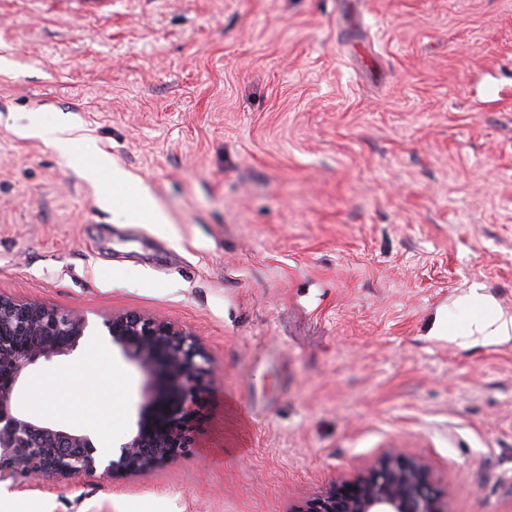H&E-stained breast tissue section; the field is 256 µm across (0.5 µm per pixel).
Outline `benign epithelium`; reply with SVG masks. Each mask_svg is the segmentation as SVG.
Here are the masks:
<instances>
[{
  "label": "benign epithelium",
  "mask_w": 512,
  "mask_h": 512,
  "mask_svg": "<svg viewBox=\"0 0 512 512\" xmlns=\"http://www.w3.org/2000/svg\"><path fill=\"white\" fill-rule=\"evenodd\" d=\"M112 344L146 377L136 429L101 448L96 438L41 420L16 404V389L39 360L73 353L86 320L35 301L0 294V484L61 477L85 484L139 463L172 462L192 447L209 389V358L200 340L177 324L135 311L104 320ZM297 512H446L427 465L389 448L346 484H333Z\"/></svg>",
  "instance_id": "1"
}]
</instances>
